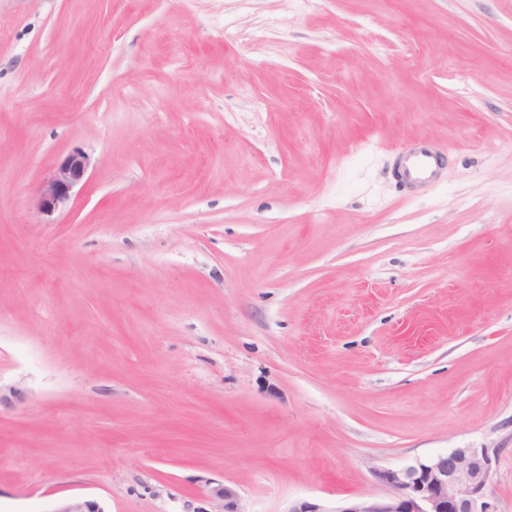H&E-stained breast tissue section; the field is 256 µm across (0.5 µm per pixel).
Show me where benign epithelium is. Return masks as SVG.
I'll list each match as a JSON object with an SVG mask.
<instances>
[{"mask_svg":"<svg viewBox=\"0 0 512 512\" xmlns=\"http://www.w3.org/2000/svg\"><path fill=\"white\" fill-rule=\"evenodd\" d=\"M91 158L73 152L58 162L39 186L35 207L44 216L68 208L74 189L83 181ZM491 458L486 448H453L423 462L399 469L375 472L388 487L385 496H359L328 510L317 502L299 501L288 512H495L486 495ZM209 496L224 503V512H241L237 490L215 484ZM53 512H105L94 500L70 497Z\"/></svg>","mask_w":512,"mask_h":512,"instance_id":"7a95c632","label":"benign epithelium"}]
</instances>
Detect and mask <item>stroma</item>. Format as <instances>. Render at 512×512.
Returning a JSON list of instances; mask_svg holds the SVG:
<instances>
[{"instance_id":"stroma-1","label":"stroma","mask_w":512,"mask_h":512,"mask_svg":"<svg viewBox=\"0 0 512 512\" xmlns=\"http://www.w3.org/2000/svg\"><path fill=\"white\" fill-rule=\"evenodd\" d=\"M465 447L512 512V0H0V512L333 507ZM444 154L424 143L410 145L396 158V173L409 188L435 179L444 165ZM91 166V158L83 152H73L58 162L39 186L35 207L44 216L68 208L74 189L83 181ZM214 484L209 489V496L224 503V512H242L239 508L240 497L237 490L227 484Z\"/></svg>"}]
</instances>
